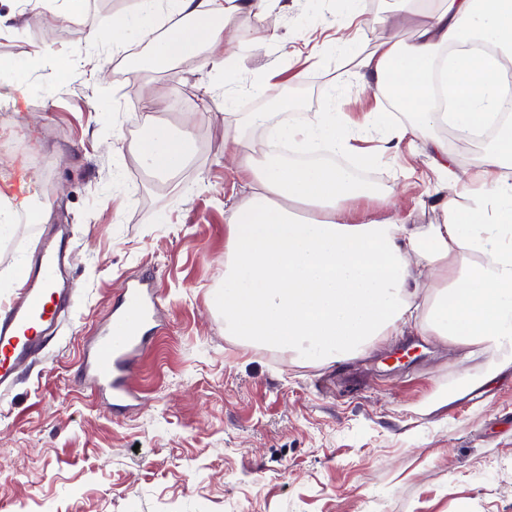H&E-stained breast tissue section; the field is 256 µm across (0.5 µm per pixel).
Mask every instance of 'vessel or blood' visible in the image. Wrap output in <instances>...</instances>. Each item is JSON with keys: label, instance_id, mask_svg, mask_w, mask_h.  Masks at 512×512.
Wrapping results in <instances>:
<instances>
[{"label": "vessel or blood", "instance_id": "obj_1", "mask_svg": "<svg viewBox=\"0 0 512 512\" xmlns=\"http://www.w3.org/2000/svg\"><path fill=\"white\" fill-rule=\"evenodd\" d=\"M67 247L66 234L43 231L39 248L20 271L24 288L0 304V386L12 382L59 329V318L68 310L73 294L66 277ZM155 307L154 293L145 289L143 279L134 280L85 365L86 377L99 390L109 392L115 402L136 396L130 355L143 346Z\"/></svg>", "mask_w": 512, "mask_h": 512}]
</instances>
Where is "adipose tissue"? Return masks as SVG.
Masks as SVG:
<instances>
[{"mask_svg":"<svg viewBox=\"0 0 512 512\" xmlns=\"http://www.w3.org/2000/svg\"><path fill=\"white\" fill-rule=\"evenodd\" d=\"M181 26L154 39L147 59L126 57L122 76L143 62L166 64L199 57L202 65L228 56L232 17H253L267 34L277 24L272 0H172ZM159 0H138L132 14L114 16L112 46L154 20ZM498 47L495 55L442 50L470 37ZM512 56V0H437L412 42L388 36L359 58L352 72L362 89L393 99L409 116L381 139L424 140L436 174L443 221L413 224L400 210L374 218L358 213L361 201L378 197L370 182L327 162H291L277 143L346 151L353 129L342 103L304 122L275 121L270 112H240L225 94L233 121L225 129L224 154L250 175L249 191L227 211L224 285L211 299L224 313V333L251 344L294 352L315 363L344 361L402 333L415 317L422 282L433 298L425 322L430 335L457 348L488 345L512 363V124L502 126L481 157L474 185L448 195L453 160L436 139V126L465 134L492 123L500 101L496 75ZM149 132L130 146L142 168L174 174L188 162L193 123L172 133L148 122ZM262 148H254L255 131Z\"/></svg>","mask_w":512,"mask_h":512,"instance_id":"adipose-tissue-1","label":"adipose tissue"}]
</instances>
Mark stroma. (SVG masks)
Returning a JSON list of instances; mask_svg holds the SVG:
<instances>
[{"label":"stroma","mask_w":512,"mask_h":512,"mask_svg":"<svg viewBox=\"0 0 512 512\" xmlns=\"http://www.w3.org/2000/svg\"><path fill=\"white\" fill-rule=\"evenodd\" d=\"M374 4L348 30L355 50L389 33L411 41L416 16L395 0ZM136 6L61 0L41 16L26 0H0L12 18L0 58L29 71L20 85L0 72V157L21 213L0 244V278L34 254L29 216L43 203L69 229L75 288L57 340L0 395V512H512V369L493 374L496 350L460 351L420 328L315 364L225 335L210 304L224 282V212L246 183L224 157L225 90L255 112L253 84L271 97L296 77L308 98L282 121L323 111L333 92L351 125L367 113L382 126L408 121L364 93L334 51L332 0H280L273 40L237 20L229 84L223 64L193 58L123 79L121 54L86 34ZM149 114L175 128L197 118L192 160L174 178L148 175L129 150ZM374 146L357 132L335 161L396 187L411 223H441L422 144L361 164ZM139 277L158 289V309L137 362L139 399L116 407L80 365Z\"/></svg>","instance_id":"1"}]
</instances>
